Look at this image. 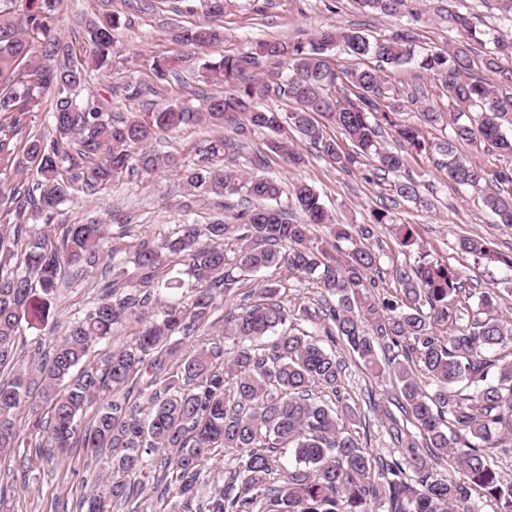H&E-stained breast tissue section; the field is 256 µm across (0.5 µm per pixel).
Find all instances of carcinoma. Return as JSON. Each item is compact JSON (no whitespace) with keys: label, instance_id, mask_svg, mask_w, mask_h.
Returning a JSON list of instances; mask_svg holds the SVG:
<instances>
[{"label":"carcinoma","instance_id":"carcinoma-1","mask_svg":"<svg viewBox=\"0 0 512 512\" xmlns=\"http://www.w3.org/2000/svg\"><path fill=\"white\" fill-rule=\"evenodd\" d=\"M23 13L0 12V61L11 60L21 79L0 80V112H22L36 106L38 93L53 95L52 131L26 137L19 172L33 167L32 184L15 185L8 198L21 210L31 208L33 224L0 223V461L25 443L16 429L20 409L29 418L27 435L39 447L81 446L97 457L108 451L112 470H135L139 484L112 481L109 501L95 495L82 499L84 512H110L128 504L159 471L167 480L163 493L175 499L177 512H479L471 502L478 487L497 512H512V480L499 469L497 454L509 453L512 441V360L488 353L512 345V322L486 316L470 328H454L460 295L466 292L459 273L424 257L399 266L398 295L383 299L371 292L364 275L377 267L370 224H338L323 207L312 184L299 180L284 191L279 179L262 173L266 157L242 170L246 141L256 132L268 136V149L291 163H305L302 143L331 165L348 170L357 158L372 162L367 180L407 171L409 151L422 150L418 129L398 115L416 107L429 125L448 121V139L438 150L448 180L478 187L485 170L458 153L457 146L484 145L512 159V34L478 27L460 12L456 0L436 8L440 20L457 32L444 45L415 54L417 34L407 25L389 36L370 39L355 29H325L308 41L257 40L241 56L210 61L196 54L223 40L220 24L226 0H199L203 21L176 27L174 38L188 52L153 61L156 75L176 76L187 67L206 83L224 85V94L165 105L146 119L112 116V98L79 92L94 74L116 57V31L132 18L106 12L85 24L92 45L78 55L57 28L61 0H23ZM380 16L410 15L417 0H356ZM342 44L353 63L332 68L326 54ZM484 48V68L497 75L493 83L472 77L474 46ZM367 57L377 66H361ZM270 60L284 68L278 97L298 103L279 112L260 102L264 88L241 83L244 67ZM440 83L439 98L420 104L421 92L391 97L383 86L384 66L410 62ZM245 116L246 122L239 121ZM343 131L354 145L346 153L324 134V123ZM206 123L235 124L238 137L215 136L200 142L199 158L180 164L152 149L157 135ZM394 132L397 147L382 144L383 126ZM179 169L187 191L181 205L194 198L224 199L228 214L209 224L178 225L173 236L157 243L142 238L130 245L137 280L125 278L121 249L108 248V222L131 223L119 210L106 218L65 224L62 206L78 190L91 192L123 175L129 178ZM494 188L483 198L498 223L512 226V164L495 173ZM412 176L394 183L404 201L421 198ZM286 202H281L282 196ZM300 212L299 220L288 210ZM322 224L328 237L318 241L312 226ZM404 248L418 245L409 225H394ZM235 248H224L225 241ZM25 244L23 266H11L15 248ZM348 248H342V244ZM455 248L500 263L512 273V255L493 250L481 236H460ZM171 254H180L185 274L200 287L191 299L161 305L133 344L109 353L99 366L86 362L93 346L112 335L137 307L154 299L157 272ZM280 266L301 281L313 282L328 296L322 306L302 311L307 330L288 322L281 289L266 284L257 302L228 314L227 346L201 342L181 357L180 377H161L166 357L179 351L177 340L198 335L217 308V296L237 287L241 277ZM100 273L101 298L70 322L63 338L37 361H26L23 327L42 329L55 316L58 292L67 279ZM271 336L266 348L256 341ZM329 346L341 342L377 376L397 383L403 418L380 404L390 440L399 456L376 460L352 435L356 410L341 397L346 364ZM382 347L399 355L380 357ZM433 383L432 392L422 379ZM335 397L329 404L315 391ZM147 396L142 416L131 403L133 393ZM51 415L43 417V406ZM88 426H83L86 416ZM228 455L223 485L207 487L202 462L215 449ZM292 449L294 462L274 471V453ZM452 457L462 477L448 479L431 472V462Z\"/></svg>","mask_w":512,"mask_h":512}]
</instances>
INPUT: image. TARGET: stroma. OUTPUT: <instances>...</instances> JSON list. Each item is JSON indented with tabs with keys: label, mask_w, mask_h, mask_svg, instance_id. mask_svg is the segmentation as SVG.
Segmentation results:
<instances>
[{
	"label": "stroma",
	"mask_w": 512,
	"mask_h": 512,
	"mask_svg": "<svg viewBox=\"0 0 512 512\" xmlns=\"http://www.w3.org/2000/svg\"><path fill=\"white\" fill-rule=\"evenodd\" d=\"M185 7L184 0H112L108 5L103 0H63L59 27L62 36L68 38L83 36L85 21L104 11L134 16L133 27L117 32L120 56L114 68L96 75L87 86V93L105 95L114 86L132 90L141 85L151 87L152 93L147 98L118 99L117 110L126 116L143 114L151 103L164 104L190 98L200 87L211 93H223V85H201L195 74H184L178 80L170 76L161 79L151 68L154 58L183 51L182 45L173 37V20H180L185 26L202 20V13L187 14ZM407 22L404 16L363 13L354 0H273L271 6L262 11L256 8L253 0H231L222 21L224 40L208 50L207 55L214 59L236 56L246 51L249 42L261 39L306 41L317 30L334 26L356 28L380 37L391 34ZM50 106L51 100L46 97L34 111L25 113L21 135L13 138L0 152V189L9 190L22 177L17 173V166L22 158L24 137L48 132ZM401 118L418 125L425 143L424 150L412 154L408 162L410 173L423 186V200L417 204L395 200L389 182H367L364 174L371 166L367 159L345 171L311 155L305 165L296 167L290 164L287 156L269 153L267 138L260 133L248 139L244 155L248 158L267 156V174L278 177L284 184L298 179L311 183L337 221L365 224L372 210L388 207L391 221L377 225L373 238L374 248L381 255L379 270L371 275L376 296L384 298L395 293L394 269L412 264L424 254L431 261L455 268L465 286L474 293L466 303L459 328L469 327L476 320L478 296L485 291L497 292L499 296L496 316L512 320V285L504 281L505 270L454 247L458 236L479 235L489 240L496 251L511 253L512 227L496 223L484 208L480 191L450 182L439 167L436 145L445 140L448 126L432 127L421 123L415 112L402 113ZM219 132L232 137L236 128L232 125L220 130L207 124L187 126L162 135L154 146L179 161L190 162L195 158L196 145ZM183 194L181 183L171 170L134 180L123 178L93 195L75 193L64 206L63 217L70 223L99 217L112 205L131 215L132 238L161 239L172 235L178 224L186 221L209 223L219 211L214 199L208 198L195 204L192 215H185L179 207ZM397 224L411 226L418 248L409 250L399 246L393 230ZM267 283L280 288L289 317L299 316L302 309L313 310L321 304V293L315 285L291 277L284 269L267 268L246 276L235 292L218 297V308L204 329L205 335L223 334L226 311L250 304V291ZM100 292L101 280L94 274L63 286L53 327L42 331L26 330V352H34L39 346L50 349L65 335L74 316L85 312L97 301ZM336 354L347 365L341 393L364 417L363 423L353 426V433L374 456L390 458L393 450L384 433L382 418L371 412L367 396L372 393L377 401H386L394 391L392 381L372 376L344 346H337ZM106 465V455L94 458L80 447L50 456L44 449L29 443L14 449L9 462L0 467V487L6 490L0 500L5 503L6 512H76L77 500L88 493L90 486H97L99 493L107 492L108 482L101 477Z\"/></svg>",
	"instance_id": "stroma-1"
}]
</instances>
